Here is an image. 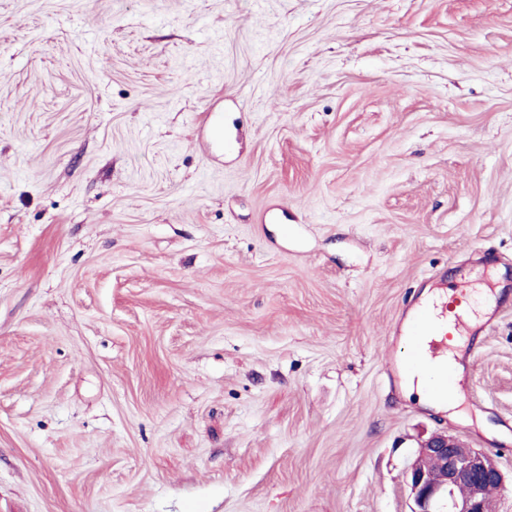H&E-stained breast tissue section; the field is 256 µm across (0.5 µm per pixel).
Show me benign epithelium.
Here are the masks:
<instances>
[{"label": "benign epithelium", "mask_w": 512, "mask_h": 512, "mask_svg": "<svg viewBox=\"0 0 512 512\" xmlns=\"http://www.w3.org/2000/svg\"><path fill=\"white\" fill-rule=\"evenodd\" d=\"M504 482L490 454L435 433L421 444L407 471L411 512H496L488 488L493 484L500 490Z\"/></svg>", "instance_id": "7a95c632"}]
</instances>
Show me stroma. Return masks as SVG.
Wrapping results in <instances>:
<instances>
[{
	"instance_id": "obj_1",
	"label": "stroma",
	"mask_w": 512,
	"mask_h": 512,
	"mask_svg": "<svg viewBox=\"0 0 512 512\" xmlns=\"http://www.w3.org/2000/svg\"><path fill=\"white\" fill-rule=\"evenodd\" d=\"M486 259L462 414L405 398ZM436 432L512 512V0H0V512H410ZM460 304V299L453 296L451 301H443L433 305L431 308L417 309L415 306L405 312L403 316L402 330L409 337L411 350L415 358H421L423 348L427 346L426 352L432 359L448 361V335L443 329L448 327V313H451L450 323L458 336L454 337L453 345L463 342L459 336H474L479 327L473 329L471 318L460 312H455V307ZM440 336H445L440 338ZM462 345V344H461Z\"/></svg>"
}]
</instances>
